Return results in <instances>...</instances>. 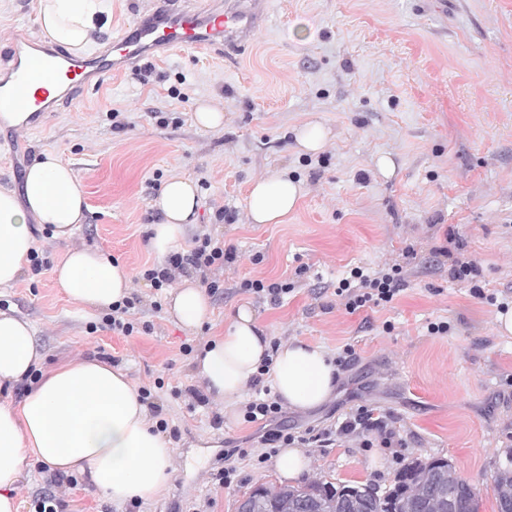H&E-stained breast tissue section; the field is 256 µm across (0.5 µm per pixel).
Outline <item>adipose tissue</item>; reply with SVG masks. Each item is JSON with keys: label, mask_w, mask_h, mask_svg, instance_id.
<instances>
[{"label": "adipose tissue", "mask_w": 512, "mask_h": 512, "mask_svg": "<svg viewBox=\"0 0 512 512\" xmlns=\"http://www.w3.org/2000/svg\"><path fill=\"white\" fill-rule=\"evenodd\" d=\"M39 23L52 42L80 52L107 30L109 14L104 0H40ZM300 197L291 179L254 180L248 218L254 224L282 223ZM151 207L161 220L152 227L150 245L163 256L180 246L186 225L193 223L198 189L189 179L171 177ZM84 220L77 176L54 155L27 168L20 190L0 187V288L12 287L25 272L35 248L33 226L67 242ZM54 273L75 303L99 311L111 310L131 291V278L119 264L86 248L68 249ZM168 311L189 329L212 315L203 289L188 281L170 293ZM268 350L253 311L242 306L223 335L196 356V370L208 391L231 405L257 375ZM43 359L32 324L0 312V389L25 379ZM271 381L286 405L310 410L327 400L337 377L320 348L291 341L275 355ZM174 456L122 369L95 359L61 364L44 371L20 403L0 402V512H18L13 492L32 459L56 474L86 476L104 498L121 505L155 499L172 476Z\"/></svg>", "instance_id": "1"}]
</instances>
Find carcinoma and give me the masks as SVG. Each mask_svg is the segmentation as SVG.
<instances>
[{"mask_svg": "<svg viewBox=\"0 0 512 512\" xmlns=\"http://www.w3.org/2000/svg\"><path fill=\"white\" fill-rule=\"evenodd\" d=\"M442 472L454 475L453 482L459 491L460 500L478 503L473 485L457 475L448 459L436 457L427 461L415 460L405 466L395 477L394 484L372 500V512H399L404 502L410 505V512H436V509L431 507V502ZM305 486L312 489L313 497L336 503V512H352L349 506L350 497L347 494L349 485L312 480L305 483ZM491 489L496 500L497 512H503L507 505L511 506L512 470H498L493 477ZM314 509V503L308 501L303 505L299 503L294 507L287 506L281 495L273 490L271 498L265 504L264 512H313Z\"/></svg>", "mask_w": 512, "mask_h": 512, "instance_id": "carcinoma-1", "label": "carcinoma"}]
</instances>
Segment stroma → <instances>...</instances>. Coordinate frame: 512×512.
Here are the masks:
<instances>
[{
	"mask_svg": "<svg viewBox=\"0 0 512 512\" xmlns=\"http://www.w3.org/2000/svg\"><path fill=\"white\" fill-rule=\"evenodd\" d=\"M163 0H109L112 43ZM39 0H0V55L14 34L39 30ZM148 78L125 70L19 132L0 127V186L19 188L43 153L76 172L88 211L70 244L35 234L48 265L0 288V311L29 320L45 366L98 358L149 388L154 418L178 431L174 471L162 494L122 506L85 481L67 489L61 512H234L258 483L279 482L275 461L260 462V424L224 405L189 409L174 388H203L185 346L199 351L242 305L267 338L302 340L357 359L339 372L329 398L311 410L287 409L299 429L325 427L352 409L390 412L406 448H365L339 439L307 448L305 480L370 484L386 491L414 460L444 457L477 486L479 512H497L489 486L512 463V337L494 327L498 303L512 307V0H268L263 28L243 48L202 54L180 49L149 63ZM207 102L224 114L216 131L198 128ZM319 122L330 131L318 153L299 150L296 132ZM394 162L391 175L376 167ZM282 174L300 183L296 209L280 224L247 219L253 180ZM198 187L196 221L234 244L223 293L211 296L210 322L187 329L154 300L141 272L157 257L149 245L152 199L168 178ZM235 210L232 224L218 210ZM459 240L454 255L473 261L484 297L451 280L435 248ZM94 248L129 272L140 297L134 319L151 332L106 329L105 312L81 311L51 266L67 248ZM400 264L406 288L386 307L347 313L339 279L359 266ZM305 274H298V267ZM286 280L295 289L271 306L243 292V281ZM497 304H490L488 296ZM445 321L444 336L428 323ZM238 441L230 487L217 484L225 439Z\"/></svg>",
	"mask_w": 512,
	"mask_h": 512,
	"instance_id": "obj_1",
	"label": "stroma"
}]
</instances>
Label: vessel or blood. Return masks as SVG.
<instances>
[{
    "label": "vessel or blood",
    "instance_id": "vessel-or-blood-1",
    "mask_svg": "<svg viewBox=\"0 0 512 512\" xmlns=\"http://www.w3.org/2000/svg\"><path fill=\"white\" fill-rule=\"evenodd\" d=\"M265 8V0H197L190 6L164 0L112 44L88 56L59 52L34 31L15 34L6 58L0 59V113L25 112L34 124L128 66L178 48L202 52L218 42L249 41ZM23 45L29 55H21Z\"/></svg>",
    "mask_w": 512,
    "mask_h": 512
}]
</instances>
